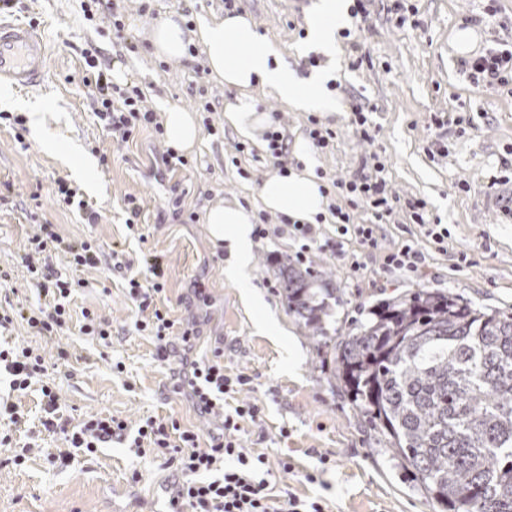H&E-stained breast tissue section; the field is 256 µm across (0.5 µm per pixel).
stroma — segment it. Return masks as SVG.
<instances>
[{
  "label": "stroma",
  "instance_id": "obj_1",
  "mask_svg": "<svg viewBox=\"0 0 512 512\" xmlns=\"http://www.w3.org/2000/svg\"><path fill=\"white\" fill-rule=\"evenodd\" d=\"M309 0H240L241 13L251 15L260 33L308 73L293 46L306 26ZM389 0H374L362 27H351L342 39L338 93L344 109L324 117L336 139L326 153L314 154L316 167L347 179L371 170V154L382 157L383 176L399 195L390 223L379 231L380 248L369 253L346 241L345 258L322 254L313 267L336 290L337 336L350 333L364 310L379 299L418 288L449 290L479 307L512 313V217L503 213L512 196V89L477 83L461 65L454 47L456 29L472 28V53L512 43V0H404L409 21L395 26L387 15ZM150 18L129 15L126 29L134 51L114 46L100 34V21L84 20L80 0H17L0 19L22 21L43 38L47 74L32 88L0 93V113L38 116V129L17 133L0 124V299L34 304L38 292L21 258L35 225H57L68 240L94 237L105 249L119 248L133 258L157 252L168 260L167 305L175 322L192 320L197 339L191 359L210 358L224 350V368L252 379L243 399L257 401L259 425H246L255 451L270 461L288 459L292 473L275 474L277 486L305 498H322L331 512H440L419 488L413 473L394 458L385 438L369 426L355 407L328 381L329 363L309 339L307 330L289 313L277 276L278 258L292 256L300 243L286 235L256 239L249 266L241 277H228L226 244L211 241L202 218L216 200H235L252 212H263L258 190L278 165L266 148L237 155L239 137L203 135L188 159L190 168L162 164L152 131L134 141L117 143L107 136L91 110V90L81 81L83 49H98L109 68H122L125 82L137 83L153 110L170 101L190 109L211 103L216 124L223 125L224 101L233 92L212 76H197L195 58L160 61L150 54L154 17L190 13L192 18L220 15L221 0H149ZM496 8L488 16V8ZM360 42L367 60L350 65L348 50ZM363 112L375 131L374 142L355 132L356 112ZM467 113L475 126L459 133L452 118ZM448 118L444 127L432 119ZM239 165H232V156ZM67 178L79 186L101 218L88 224L78 211L59 205L54 181ZM142 198L138 232L127 229L125 196ZM422 200L431 218L450 231L447 253L436 251L412 224L405 201ZM197 221L182 223L180 212ZM411 244L424 255V272L410 279L384 274V251ZM467 263H458L459 253ZM361 268L351 271V260ZM91 288L73 296V307L96 306L112 323V343L104 346L70 328L64 335L43 338L16 325L12 337L47 355L58 349L67 361L49 369L46 381L59 394V416L78 422L91 413H112L136 421L171 416L181 425L208 431L182 393L169 390L172 366L155 358V343L134 326L133 302L123 286L124 271L89 269ZM252 285L261 304L248 302L244 285ZM268 316L273 330L256 326ZM120 361L124 373L113 372ZM17 402L25 424L12 427L0 414V434L12 433L13 445L0 447V512H165L164 489L171 468L159 459L135 457L115 443L88 458L73 451L69 462L58 454L67 445L42 431L44 415L38 386ZM32 443L24 465L12 462L16 447ZM139 480H132V473Z\"/></svg>",
  "mask_w": 512,
  "mask_h": 512
}]
</instances>
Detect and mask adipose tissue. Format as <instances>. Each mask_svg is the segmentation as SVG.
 <instances>
[{"label":"adipose tissue","instance_id":"adipose-tissue-1","mask_svg":"<svg viewBox=\"0 0 512 512\" xmlns=\"http://www.w3.org/2000/svg\"><path fill=\"white\" fill-rule=\"evenodd\" d=\"M350 21L347 0H312L306 16L307 38L295 45L294 53L301 56L316 49L327 56L328 64L304 77L289 66L271 40L259 34L249 16L200 18L195 36L207 65L212 75L235 91L234 98L224 101L225 122L244 139L259 142L272 118L258 109L253 96L257 90L293 112H341L343 105L329 90L328 82L339 61L338 33ZM151 43L158 58L184 55L187 39L182 18L175 13L162 17L153 29ZM163 125L168 145L177 152L192 150L201 141L197 114L178 104L164 106ZM292 150L299 166L289 168L284 176H268L259 188V198L274 213L312 224L318 215L326 214L328 199L320 191L322 181L314 171L310 142L296 138ZM204 222L213 241H228L227 273L238 275L252 256V214L240 203L219 202L207 209Z\"/></svg>","mask_w":512,"mask_h":512}]
</instances>
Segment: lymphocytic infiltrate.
Here are the masks:
<instances>
[{"instance_id": "lymphocytic-infiltrate-1", "label": "lymphocytic infiltrate", "mask_w": 512, "mask_h": 512, "mask_svg": "<svg viewBox=\"0 0 512 512\" xmlns=\"http://www.w3.org/2000/svg\"><path fill=\"white\" fill-rule=\"evenodd\" d=\"M85 63L87 71L82 82L94 86L92 110L109 136L126 142L146 129L162 134L163 125L156 112L146 106V97L138 85L117 87L93 56H86ZM464 66L489 86H507L512 82V48L487 50L465 60ZM384 169V163L379 161L374 163L372 173L332 182L342 197L341 203L328 206L337 233L354 237L366 249H377L380 226L391 218L399 202L387 188ZM359 209L370 211L372 223H355L354 213ZM255 233L262 239L285 233L301 240L296 258L302 263L312 252L323 249L322 228L317 224H272L264 219L257 224ZM141 262L148 271L144 278L132 273L131 259L116 251H105L94 239L68 241L55 225H37L28 239L22 263L40 302L34 308L0 310V369L8 373L11 391L24 394L33 379L47 373L49 367L38 349L10 342L15 323H25L33 335L51 337L74 321L81 335L111 345L112 324L101 310L94 306L76 310L71 305L76 290L90 285L80 276L86 269H127L125 286L134 304L137 331L154 340L158 361L167 363L180 357L194 331L187 326L176 327L169 308L162 303L167 260L161 254H148ZM63 265L70 268L69 276L61 275L59 268ZM186 382L195 410L217 423L218 432L203 436L182 427L172 417L149 416L133 423L103 413L85 416L69 427L59 422L58 395L47 384L41 387L45 413L41 424L45 431L62 435L68 447L79 449L88 457L117 441L127 443L137 456L164 459L173 469L168 485L169 512H328L323 501L303 499L288 489L271 487L268 477L273 469L289 473L293 467L288 460L273 463L266 454L248 448L242 437V424L256 421L261 409L252 400L236 401V394L248 387L250 379L243 374L226 373L223 352H214L210 360L193 364Z\"/></svg>"}]
</instances>
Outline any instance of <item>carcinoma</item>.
<instances>
[{"mask_svg":"<svg viewBox=\"0 0 512 512\" xmlns=\"http://www.w3.org/2000/svg\"><path fill=\"white\" fill-rule=\"evenodd\" d=\"M289 313L344 395L446 512H512V313L418 288L328 334L336 289L278 261Z\"/></svg>","mask_w":512,"mask_h":512,"instance_id":"carcinoma-1","label":"carcinoma"}]
</instances>
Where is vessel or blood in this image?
I'll return each mask as SVG.
<instances>
[{"label": "vessel or blood", "mask_w": 512, "mask_h": 512, "mask_svg": "<svg viewBox=\"0 0 512 512\" xmlns=\"http://www.w3.org/2000/svg\"><path fill=\"white\" fill-rule=\"evenodd\" d=\"M45 45L33 28L0 21V85L27 87L45 75Z\"/></svg>", "instance_id": "1"}]
</instances>
